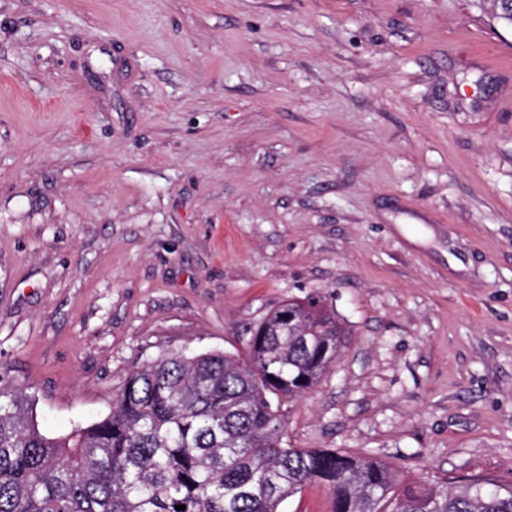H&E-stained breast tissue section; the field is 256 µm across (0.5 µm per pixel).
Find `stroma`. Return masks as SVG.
I'll return each mask as SVG.
<instances>
[{
	"label": "stroma",
	"mask_w": 512,
	"mask_h": 512,
	"mask_svg": "<svg viewBox=\"0 0 512 512\" xmlns=\"http://www.w3.org/2000/svg\"><path fill=\"white\" fill-rule=\"evenodd\" d=\"M491 0H0V364L48 434L171 351L349 332L281 444L512 483V28Z\"/></svg>",
	"instance_id": "1"
}]
</instances>
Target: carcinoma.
<instances>
[{
  "mask_svg": "<svg viewBox=\"0 0 512 512\" xmlns=\"http://www.w3.org/2000/svg\"><path fill=\"white\" fill-rule=\"evenodd\" d=\"M288 316L302 335H288ZM344 334L321 297H307L274 312L244 356L145 363L111 413L56 438L1 366L0 512H281L313 483L328 488L332 512H512L511 483L407 481L376 458L281 446L282 401L318 383Z\"/></svg>",
  "mask_w": 512,
  "mask_h": 512,
  "instance_id": "carcinoma-1",
  "label": "carcinoma"
}]
</instances>
